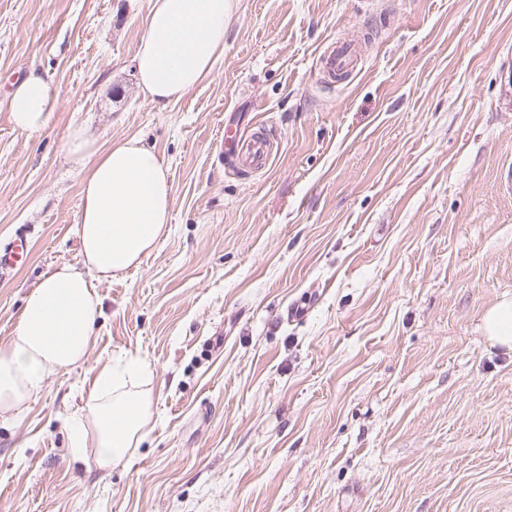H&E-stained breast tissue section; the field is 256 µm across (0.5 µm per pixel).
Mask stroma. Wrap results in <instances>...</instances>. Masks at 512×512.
Returning <instances> with one entry per match:
<instances>
[{
  "label": "stroma",
  "instance_id": "1",
  "mask_svg": "<svg viewBox=\"0 0 512 512\" xmlns=\"http://www.w3.org/2000/svg\"><path fill=\"white\" fill-rule=\"evenodd\" d=\"M147 10L0 0V245L29 243L0 348L81 261L72 128L142 138L173 196L168 238L99 284L84 365L0 414V512H512V353L479 330L512 295V0H239L212 79L164 109L133 65ZM361 28V70L321 82ZM32 67L60 99L35 133L5 107ZM232 114L267 133L265 170L220 155ZM123 354L155 424L105 472L69 420ZM319 70L327 83L336 82V75H351L358 64V51L355 40L331 42L318 55Z\"/></svg>",
  "mask_w": 512,
  "mask_h": 512
}]
</instances>
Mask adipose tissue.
Returning <instances> with one entry per match:
<instances>
[{
  "label": "adipose tissue",
  "instance_id": "1",
  "mask_svg": "<svg viewBox=\"0 0 512 512\" xmlns=\"http://www.w3.org/2000/svg\"><path fill=\"white\" fill-rule=\"evenodd\" d=\"M235 8V0H149L134 57L144 101L166 108L212 78ZM57 105L49 79L36 69L12 86L6 101L12 125L25 132L47 128ZM65 150L83 174L76 224L82 264L49 267L30 292L0 349L1 414L22 413L51 377L83 366L101 315L98 285L139 266L170 233L168 169L141 138L100 149L76 127ZM481 330L491 344L512 351V296L485 311ZM152 378L136 359L103 366L69 421L75 452L94 446L102 470L126 460L153 419Z\"/></svg>",
  "mask_w": 512,
  "mask_h": 512
}]
</instances>
